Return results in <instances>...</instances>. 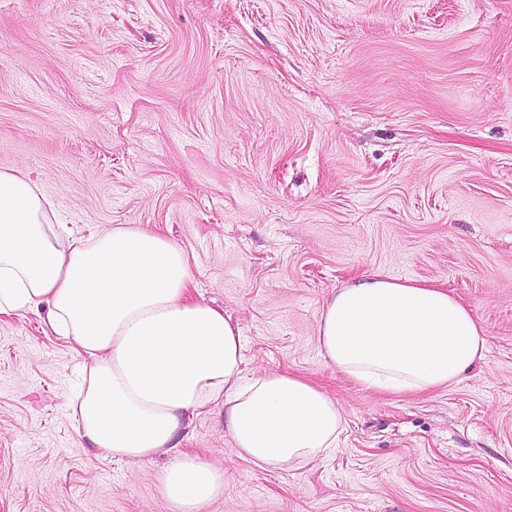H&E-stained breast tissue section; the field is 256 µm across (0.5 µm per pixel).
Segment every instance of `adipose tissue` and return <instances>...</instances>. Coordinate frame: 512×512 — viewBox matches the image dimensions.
I'll list each match as a JSON object with an SVG mask.
<instances>
[{
    "label": "adipose tissue",
    "instance_id": "ef3b65f1",
    "mask_svg": "<svg viewBox=\"0 0 512 512\" xmlns=\"http://www.w3.org/2000/svg\"><path fill=\"white\" fill-rule=\"evenodd\" d=\"M189 258L136 224L77 237L29 175L0 171V315L45 309L84 356L74 415L91 447L140 460L173 448L188 416L223 406L240 459L295 471L324 459L344 430L326 391L295 374H244L237 328L191 300ZM486 332L448 290L374 273L333 289L317 344L366 388L425 393L480 361ZM227 472L180 453L160 473L169 512H201Z\"/></svg>",
    "mask_w": 512,
    "mask_h": 512
}]
</instances>
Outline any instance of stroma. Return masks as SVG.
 <instances>
[{
    "mask_svg": "<svg viewBox=\"0 0 512 512\" xmlns=\"http://www.w3.org/2000/svg\"><path fill=\"white\" fill-rule=\"evenodd\" d=\"M85 234L142 224L238 329L246 375L339 403L325 459L238 458L220 407L175 445L226 469L203 512H512V0H0V169ZM446 288L487 348L455 385L365 389L317 342L332 289ZM83 361L0 316V512H168L161 452L89 447Z\"/></svg>",
    "mask_w": 512,
    "mask_h": 512,
    "instance_id": "obj_1",
    "label": "stroma"
}]
</instances>
